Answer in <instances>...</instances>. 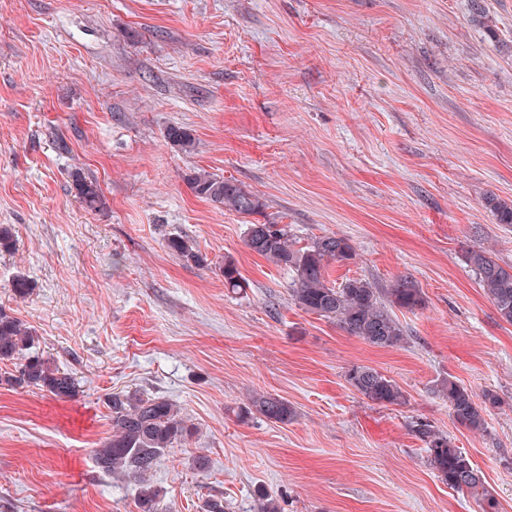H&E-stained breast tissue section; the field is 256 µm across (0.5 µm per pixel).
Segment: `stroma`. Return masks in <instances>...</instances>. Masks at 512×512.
<instances>
[{
	"label": "stroma",
	"instance_id": "1",
	"mask_svg": "<svg viewBox=\"0 0 512 512\" xmlns=\"http://www.w3.org/2000/svg\"><path fill=\"white\" fill-rule=\"evenodd\" d=\"M172 125L192 130V153ZM193 169L264 211L198 198ZM77 172L100 210L80 203ZM491 196L512 199V0H0V225L15 240L0 305L82 387L59 400L0 386V512H138L133 483L93 457L112 434L103 398L127 387L199 430L151 478L174 512L211 495L256 512L263 492L283 512H482L427 465L418 419L512 512V324L463 259L474 246L512 265ZM250 224L287 225L302 246L348 238L336 283L411 276L425 305L397 314L407 343L373 347L296 306L291 272L246 247ZM172 233L206 265L171 254ZM228 258L242 292L224 286ZM355 364L406 403L363 399L344 378ZM450 376L499 394L485 432L454 423L435 391ZM258 392L295 418L244 414ZM186 176L193 193L218 208L251 215L260 213L266 206L260 197L236 181L224 179L203 169L190 172ZM73 178L74 188L85 208L89 210L100 209L104 205V199L97 182L79 172L75 173Z\"/></svg>",
	"mask_w": 512,
	"mask_h": 512
}]
</instances>
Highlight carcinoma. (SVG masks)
Listing matches in <instances>:
<instances>
[{
	"mask_svg": "<svg viewBox=\"0 0 512 512\" xmlns=\"http://www.w3.org/2000/svg\"><path fill=\"white\" fill-rule=\"evenodd\" d=\"M168 141L183 152L195 148V137L186 128L171 126ZM186 180L193 193L218 208L251 215L265 208L264 201L240 183L224 179L203 169L193 171ZM76 193L89 210H98L104 199L97 182L80 173L73 175ZM501 224H512V204L491 198L487 201ZM245 238L248 248L274 265L292 273L291 300L302 310L333 318L349 335L381 348L400 346L408 341L407 331L395 310L414 311L424 306L421 288L409 276L398 277L388 288H378L364 278H348L340 284L327 279L332 263H346L355 257L350 241L337 234L314 239L310 245L297 246L288 230L277 224H249ZM168 249L196 265L206 258L189 239L171 234ZM467 266L479 286L492 301L499 317L512 324V266L504 267L482 247L465 251ZM224 287L235 292L246 287L237 265L224 261ZM37 336L19 318L0 306V362H10L15 372L0 375V385L11 388H35L55 398H72L79 393V380L73 372L62 369L36 350ZM347 384L364 399L383 407L406 403V393L391 377L367 365H353L345 372ZM439 397L448 401L458 426L471 432L485 430L486 415L500 403L490 389L474 393L453 377L437 386ZM104 404L112 421V437L93 451L98 467L108 475H118L138 487L139 512H172L161 504L159 491L148 476L158 466L168 449L191 440L197 428L188 423L175 401L135 388L106 394ZM247 414L257 413L272 423L286 424L295 417L288 400L271 393H256L245 407ZM412 428L424 442L427 464L448 488L466 491L482 503L483 512L496 508L493 494L486 487L485 476L447 434L427 421H414Z\"/></svg>",
	"mask_w": 512,
	"mask_h": 512,
	"instance_id": "carcinoma-1",
	"label": "carcinoma"
}]
</instances>
